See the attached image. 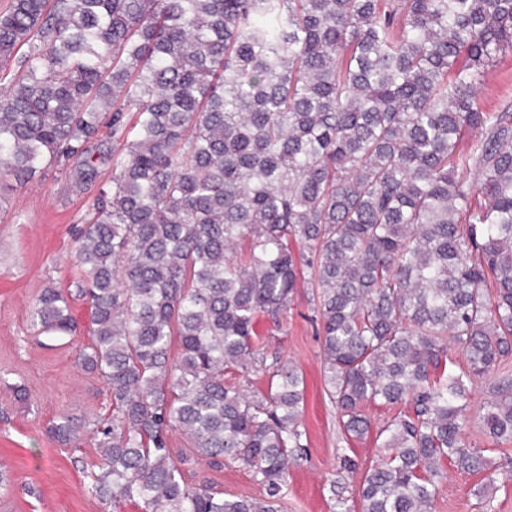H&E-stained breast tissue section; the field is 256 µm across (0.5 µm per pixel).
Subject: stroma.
Wrapping results in <instances>:
<instances>
[{
  "mask_svg": "<svg viewBox=\"0 0 512 512\" xmlns=\"http://www.w3.org/2000/svg\"><path fill=\"white\" fill-rule=\"evenodd\" d=\"M478 102L487 112L512 102V52L503 53L482 78ZM96 190L72 187L62 172L49 169L23 186L0 192V512H141L129 502L120 510L91 497L83 462L97 449L90 430L109 410L99 379L77 364L90 340V309L72 305L79 322L64 338L37 335L33 311L44 288L67 287L78 278L74 230L91 210ZM265 357L296 364L305 378L303 425L305 455L288 468L283 489L286 512H332L326 480L339 466L343 446H350L358 473L345 492L351 512H361L360 472L380 453L374 438L344 443L336 410L325 392L322 338L318 334L311 290L298 288L281 323L260 319ZM66 416L79 427V448L51 438L46 428ZM217 483L225 495L262 497L264 488L248 470L226 463L217 470L195 464L190 483ZM478 475L448 471L433 512H474Z\"/></svg>",
  "mask_w": 512,
  "mask_h": 512,
  "instance_id": "stroma-1",
  "label": "stroma"
}]
</instances>
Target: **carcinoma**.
I'll return each mask as SVG.
<instances>
[{
	"label": "carcinoma",
	"instance_id": "1",
	"mask_svg": "<svg viewBox=\"0 0 512 512\" xmlns=\"http://www.w3.org/2000/svg\"><path fill=\"white\" fill-rule=\"evenodd\" d=\"M507 51L512 0H11L0 188L55 165L97 188L82 276L35 306L39 331L60 335L77 328L72 302L90 303L78 363L109 399L92 497L281 512L307 447L304 381L260 357L256 318L288 311L303 266L342 439L367 437V405L393 411L362 512H432L447 466L499 490L466 433L512 440V104L485 112L476 97ZM255 367L264 390L226 380ZM478 382L489 396L473 412ZM176 431L266 497L187 485ZM49 433L79 440L66 416ZM341 462L333 512H349L356 470Z\"/></svg>",
	"mask_w": 512,
	"mask_h": 512
}]
</instances>
